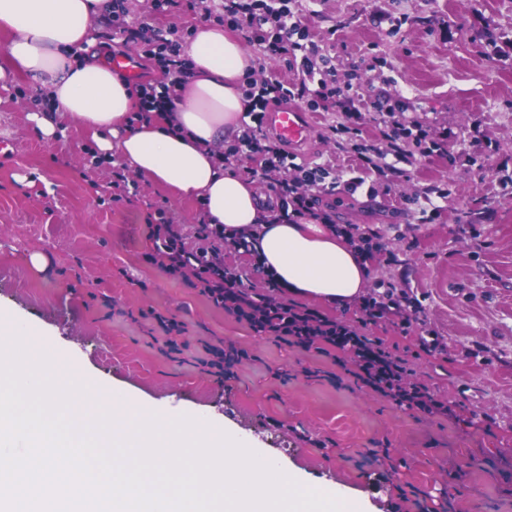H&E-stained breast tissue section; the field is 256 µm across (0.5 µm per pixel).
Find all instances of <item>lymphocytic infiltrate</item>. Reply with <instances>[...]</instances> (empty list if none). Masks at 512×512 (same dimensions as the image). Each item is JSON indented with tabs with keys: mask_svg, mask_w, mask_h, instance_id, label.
Segmentation results:
<instances>
[{
	"mask_svg": "<svg viewBox=\"0 0 512 512\" xmlns=\"http://www.w3.org/2000/svg\"><path fill=\"white\" fill-rule=\"evenodd\" d=\"M114 33L139 41L140 56L165 71L166 81L178 85L187 75L180 57L182 41L191 27L160 28L148 23L132 24L127 0H112ZM205 20L244 32L249 41L262 45L265 55L282 64L283 76L248 80L244 94L255 125L224 154L225 166L239 157L258 163L263 177L285 205L291 206L290 222L311 218L323 224L333 216L318 210L316 203L325 193L326 167L288 168V152L279 138L264 133L262 123L273 107L307 101L310 109L325 105L339 111L340 122L330 126L336 141L352 142L362 135L361 112L355 108L352 84L338 83L336 70L320 54L304 24L297 0H218L206 10ZM153 251L151 262L172 273L192 271L202 291L215 305L257 332L274 335L281 342L322 353L341 350L353 354L356 376L373 391L398 404L418 408L431 415H448L449 408L432 398L427 389L409 379L406 360L395 356L384 343L361 333L354 326L327 317L318 309L293 301H278L242 288L237 274L224 263L219 247H186L171 224L150 226Z\"/></svg>",
	"mask_w": 512,
	"mask_h": 512,
	"instance_id": "1",
	"label": "lymphocytic infiltrate"
}]
</instances>
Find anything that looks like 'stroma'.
Here are the masks:
<instances>
[{
    "mask_svg": "<svg viewBox=\"0 0 512 512\" xmlns=\"http://www.w3.org/2000/svg\"><path fill=\"white\" fill-rule=\"evenodd\" d=\"M316 41L351 82L361 142L422 125L394 169L342 188L354 150L327 136L340 112L310 113L300 165H333L325 195L369 255L367 291L419 300L408 330L366 327L409 379L450 406L399 405L351 373L348 354L293 347L215 307L191 273L150 262V224L199 237L203 205L105 156L69 122L44 137L30 86L0 90V314L78 373L125 389L147 411L207 418L281 469L333 484L368 512H512V0H301ZM448 192L437 198V190ZM43 258L33 266L30 257ZM175 321L165 332L160 318ZM429 350H421V337ZM224 353V373L208 362Z\"/></svg>",
    "mask_w": 512,
    "mask_h": 512,
    "instance_id": "obj_1",
    "label": "stroma"
}]
</instances>
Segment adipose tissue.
Returning <instances> with one entry per match:
<instances>
[{"label": "adipose tissue", "instance_id": "1", "mask_svg": "<svg viewBox=\"0 0 512 512\" xmlns=\"http://www.w3.org/2000/svg\"><path fill=\"white\" fill-rule=\"evenodd\" d=\"M111 0H0L7 74L30 81L44 136L64 120L81 122L100 150H117L139 174L177 196H198L212 223L245 236L260 265L289 293L339 307L361 300L369 280L365 252L331 225L294 224L263 206L252 181L225 170L218 151L247 110L243 93L254 59L223 26L204 22L183 46L189 75L176 106L130 123L142 96L125 73L99 57L94 23Z\"/></svg>", "mask_w": 512, "mask_h": 512}]
</instances>
